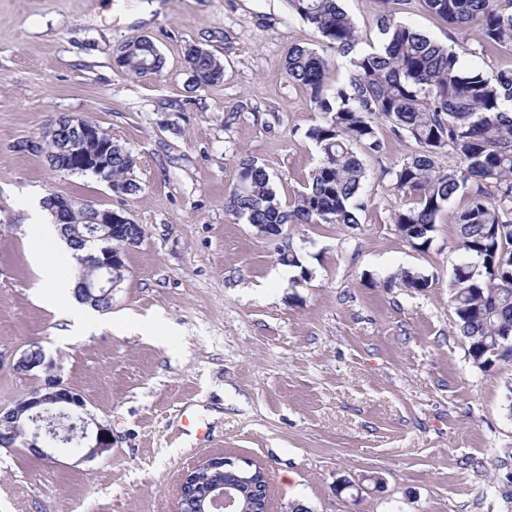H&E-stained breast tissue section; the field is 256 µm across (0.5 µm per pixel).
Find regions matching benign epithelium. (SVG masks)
Returning <instances> with one entry per match:
<instances>
[{"label": "benign epithelium", "instance_id": "1", "mask_svg": "<svg viewBox=\"0 0 512 512\" xmlns=\"http://www.w3.org/2000/svg\"><path fill=\"white\" fill-rule=\"evenodd\" d=\"M45 139L54 143L61 154L71 162L69 169L83 171L105 180L110 190L118 195L124 189L112 183V136L96 125H87L75 118H60L46 132ZM54 212L61 221V229L70 231L71 222L78 214H88L86 220L92 230L102 232L100 238L121 240L124 245L106 251L104 259L92 261L95 276L91 280L80 279L79 287L89 291L105 289V295L112 296L114 288L122 280L125 271L123 254L126 249L141 243L133 237L134 221L122 212L112 209H98L92 206L77 207L71 201L53 196ZM53 362H35L28 351H23L13 364V370L27 375L33 371L45 370L41 384L26 393L13 406L0 409V436L10 448L20 442L28 451L40 458H52L55 444H69L79 440L81 460H93L107 455L112 450L110 424L98 421L86 410L84 397L73 392L61 377L53 372ZM208 467L223 473H232L246 483L252 478V469L243 467L237 461L224 456L206 459L199 466L184 473L178 489V512H186L184 502L193 499L200 506V512H241L238 496L224 484L212 486L202 494L196 493L195 473L198 468Z\"/></svg>", "mask_w": 512, "mask_h": 512}]
</instances>
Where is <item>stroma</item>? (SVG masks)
<instances>
[{
	"instance_id": "35a3bbf8",
	"label": "stroma",
	"mask_w": 512,
	"mask_h": 512,
	"mask_svg": "<svg viewBox=\"0 0 512 512\" xmlns=\"http://www.w3.org/2000/svg\"><path fill=\"white\" fill-rule=\"evenodd\" d=\"M0 0V408L37 386L14 361L31 343L112 427V452L52 460L0 447V512H177L182 475L224 454L264 468L268 512H512V361L474 367L448 306L459 259L456 197L429 250L392 217L406 196L380 175L414 142L380 125L368 207L357 225L288 224L301 264L224 208L253 159L283 203L319 160L308 130L322 115L284 72L297 43L335 50L284 0ZM364 42L384 12L447 41L422 0H342ZM149 38L160 73L116 60ZM209 50L222 81L195 87L188 46ZM85 118L134 159L140 190L54 171L27 144L59 118ZM56 194L142 225L112 306L75 337L66 304L46 303L25 198ZM309 278H302V269ZM420 291L385 287L403 270ZM163 328L145 336L150 319ZM383 479L381 488L363 482ZM360 490H353V483ZM428 282V276L424 275L420 271L403 270L394 276H391L386 282V286L388 288L397 287L420 291L424 288H428Z\"/></svg>"
}]
</instances>
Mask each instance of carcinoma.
I'll return each instance as SVG.
<instances>
[{"label":"carcinoma","instance_id":"carcinoma-1","mask_svg":"<svg viewBox=\"0 0 512 512\" xmlns=\"http://www.w3.org/2000/svg\"><path fill=\"white\" fill-rule=\"evenodd\" d=\"M427 10L462 35L459 49L449 47L383 14L378 46L360 51L359 25L339 0H285L319 34L328 48L348 58L343 77L329 84L330 63L314 49L294 45L285 59L290 79L310 93L322 123L307 136L320 160L293 207L285 206L264 167L242 163L239 184L225 197V208L250 224H351L366 207L362 190L369 178L365 157H382L384 144L376 122L404 133L417 145L414 153L381 176L409 198L393 214V223L413 248L433 242L436 221L457 195L466 204L457 213L460 258L448 283V304L458 335L474 366L492 368L512 359V70L488 74L487 59L512 46V0H423ZM163 58L150 40L134 44L123 67L137 75L144 65ZM186 61L205 87L224 77L222 64L208 50L187 49ZM457 159L447 169L437 158ZM134 161L124 150L113 153L112 179L139 190L129 178ZM69 240L86 271L91 261L88 230ZM428 276L402 270L387 287L420 291Z\"/></svg>","mask_w":512,"mask_h":512}]
</instances>
